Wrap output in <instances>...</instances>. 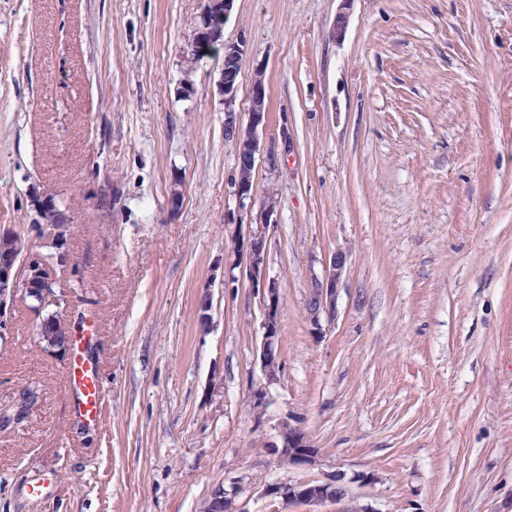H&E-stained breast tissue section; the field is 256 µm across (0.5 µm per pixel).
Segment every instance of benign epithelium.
<instances>
[{"mask_svg":"<svg viewBox=\"0 0 512 512\" xmlns=\"http://www.w3.org/2000/svg\"><path fill=\"white\" fill-rule=\"evenodd\" d=\"M342 7L330 32V37L338 41L345 35L351 0H341ZM234 0H207L191 43L194 49L208 52L216 49L223 53L224 67L221 70L220 92L224 95V132L236 145L237 168L232 179L234 195L237 201V216L240 221L255 224L260 230L249 238L234 240L231 262L224 263V287L236 281L233 274L241 264H246V273L263 295L265 320L260 351V370L263 382L251 387L249 403L258 413L267 405V387L277 380L282 360L273 356L280 340L281 291L279 282L266 275L265 241L263 230L271 224L273 200L268 199L256 205L251 170L260 152L259 129L268 118L267 84L265 72L257 69L251 84V108L247 124H241L234 109L237 81L243 56V45L226 43L223 39L224 24L232 10ZM36 228L43 232L40 243L58 247L67 237V225L54 203L45 200L37 205ZM56 226L51 232H45L49 226ZM346 255L337 251L331 257L328 268L320 278L313 282L309 302V321L312 335L322 337L325 329L321 317L332 322L336 314V296L339 283L345 271ZM55 269L46 265L39 250L31 242L7 230L0 232V342L9 337L11 311L21 297L34 302L31 309L38 316L37 336L42 347L49 351H59L64 356L71 355L75 331L65 325L57 314L42 315L45 305L58 300L54 284ZM280 445L277 446L280 462L288 465H314L319 461L320 449L311 442L304 429L290 421L282 423L279 429ZM252 480L233 477L228 485L219 486L211 497V512H241L235 499ZM267 496L278 498L283 504L300 503L317 506L327 501L346 502V512H368L352 495L344 477L335 473L324 481L268 483L263 485Z\"/></svg>","mask_w":512,"mask_h":512,"instance_id":"7a95c632","label":"benign epithelium"}]
</instances>
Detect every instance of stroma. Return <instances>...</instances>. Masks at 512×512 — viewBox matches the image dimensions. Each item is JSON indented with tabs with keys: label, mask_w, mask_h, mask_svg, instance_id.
Masks as SVG:
<instances>
[{
	"label": "stroma",
	"mask_w": 512,
	"mask_h": 512,
	"mask_svg": "<svg viewBox=\"0 0 512 512\" xmlns=\"http://www.w3.org/2000/svg\"><path fill=\"white\" fill-rule=\"evenodd\" d=\"M203 3L0 0V230L36 240L40 196L65 213L57 312L95 322L106 392L83 420L18 301L0 407L37 399L0 429V512H198L237 476L241 512H307L263 484L335 472L373 512H512V0H353L339 41L340 0H235L239 115L256 67L269 89L253 182L282 302L258 417L262 298L222 280L251 231L230 223L224 61L183 53ZM339 250L318 338L311 283ZM291 418L319 465L279 463Z\"/></svg>",
	"instance_id": "obj_1"
}]
</instances>
